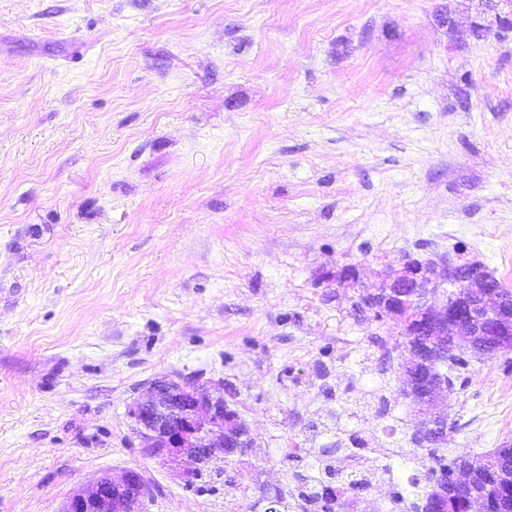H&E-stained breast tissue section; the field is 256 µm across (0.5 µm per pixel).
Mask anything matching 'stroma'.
I'll use <instances>...</instances> for the list:
<instances>
[{
    "label": "stroma",
    "mask_w": 512,
    "mask_h": 512,
    "mask_svg": "<svg viewBox=\"0 0 512 512\" xmlns=\"http://www.w3.org/2000/svg\"><path fill=\"white\" fill-rule=\"evenodd\" d=\"M481 0H0V512L140 468L146 512H265L348 433L412 427L405 259L512 289V34ZM355 265L358 283L336 285ZM222 383L253 446L185 481L128 414ZM448 445H512V353Z\"/></svg>",
    "instance_id": "obj_1"
}]
</instances>
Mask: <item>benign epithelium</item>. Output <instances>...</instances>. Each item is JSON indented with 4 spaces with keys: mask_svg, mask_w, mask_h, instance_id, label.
<instances>
[{
    "mask_svg": "<svg viewBox=\"0 0 512 512\" xmlns=\"http://www.w3.org/2000/svg\"><path fill=\"white\" fill-rule=\"evenodd\" d=\"M495 12L497 32H512V0H480ZM509 7L498 12L499 4ZM451 285L455 291L442 302L436 296ZM376 308L397 320L405 339L404 362L416 363L427 379L420 386L415 377H403L402 392L420 405L419 428L445 431L450 389L433 371V360L461 351L472 357L512 351V291L489 290V277L476 263L452 264L438 260L409 259L399 269L380 274L372 294ZM134 431L151 456L171 465L188 458L194 468L190 479L214 461L232 457L251 447L248 427L228 412L223 395L179 376L152 381L143 398L129 409ZM476 465L457 468L452 483H441L434 493L469 487ZM151 489L142 472L129 467L119 474H103L75 489L62 512H145Z\"/></svg>",
    "mask_w": 512,
    "mask_h": 512,
    "instance_id": "7a95c632",
    "label": "benign epithelium"
}]
</instances>
